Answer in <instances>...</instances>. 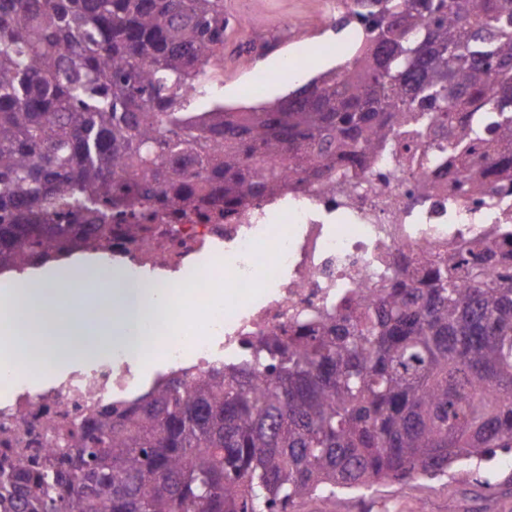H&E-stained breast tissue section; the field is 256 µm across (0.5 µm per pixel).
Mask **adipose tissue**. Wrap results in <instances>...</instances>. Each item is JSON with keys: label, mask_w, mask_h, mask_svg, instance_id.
Listing matches in <instances>:
<instances>
[{"label": "adipose tissue", "mask_w": 512, "mask_h": 512, "mask_svg": "<svg viewBox=\"0 0 512 512\" xmlns=\"http://www.w3.org/2000/svg\"><path fill=\"white\" fill-rule=\"evenodd\" d=\"M175 305L167 288H137L125 267L103 268L87 255L68 267L34 270L0 289V369L29 368V382L41 384L81 360L86 350L105 355L124 350L141 365L149 360L139 327L154 322L178 331ZM99 312L95 330L88 314Z\"/></svg>", "instance_id": "1"}]
</instances>
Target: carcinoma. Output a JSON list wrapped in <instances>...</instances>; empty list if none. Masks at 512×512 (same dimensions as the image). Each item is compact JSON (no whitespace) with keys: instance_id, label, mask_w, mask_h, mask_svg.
Here are the masks:
<instances>
[{"instance_id":"1","label":"carcinoma","mask_w":512,"mask_h":512,"mask_svg":"<svg viewBox=\"0 0 512 512\" xmlns=\"http://www.w3.org/2000/svg\"><path fill=\"white\" fill-rule=\"evenodd\" d=\"M351 24L355 53L286 95L196 112L224 0H0V274L321 182L411 112L496 113L487 152L512 166V0H353ZM481 140L451 130L448 158ZM492 249L427 257L252 362L97 409L0 472V512H288L512 448V268L487 269Z\"/></svg>"}]
</instances>
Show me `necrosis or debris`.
<instances>
[{"label": "necrosis or debris", "instance_id": "4bbe7bcc", "mask_svg": "<svg viewBox=\"0 0 512 512\" xmlns=\"http://www.w3.org/2000/svg\"><path fill=\"white\" fill-rule=\"evenodd\" d=\"M448 130L410 120L381 146L361 173L327 185L289 190L232 218L179 223L158 218L147 233L112 229V251L132 268L165 266L199 293L224 283L188 336L159 328L154 356L173 372L203 373L252 358L261 339L335 309L358 290L389 284L395 269L415 267L424 253L463 254L494 237L512 254V169L480 160L449 165ZM476 183L482 193L458 200L449 185ZM139 376L124 354L75 370L46 390L0 373V465L52 447V427L80 423L102 404L133 398Z\"/></svg>", "mask_w": 512, "mask_h": 512}]
</instances>
